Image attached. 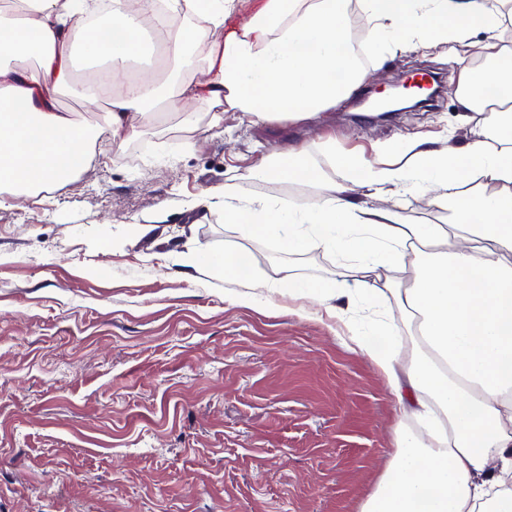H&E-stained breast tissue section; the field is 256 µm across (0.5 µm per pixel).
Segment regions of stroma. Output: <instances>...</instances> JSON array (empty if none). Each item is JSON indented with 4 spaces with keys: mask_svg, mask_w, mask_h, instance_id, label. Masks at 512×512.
<instances>
[{
    "mask_svg": "<svg viewBox=\"0 0 512 512\" xmlns=\"http://www.w3.org/2000/svg\"><path fill=\"white\" fill-rule=\"evenodd\" d=\"M450 55L444 42L392 48L355 96L314 120L228 112L212 129L200 102L189 133L157 106L121 150L41 202L0 208V512H360L397 422L416 420L325 311L278 292L237 303L239 282L181 255L228 247L262 277L289 266L339 279L338 256L288 252L225 222L219 190L232 180L246 196L306 197L257 175L288 146L328 184L345 180L334 151L371 158L399 137L464 148L475 120L457 110ZM407 70L442 76L441 97L374 119L372 87ZM351 197L414 224L454 220L439 193Z\"/></svg>",
    "mask_w": 512,
    "mask_h": 512,
    "instance_id": "35a3bbf8",
    "label": "stroma"
}]
</instances>
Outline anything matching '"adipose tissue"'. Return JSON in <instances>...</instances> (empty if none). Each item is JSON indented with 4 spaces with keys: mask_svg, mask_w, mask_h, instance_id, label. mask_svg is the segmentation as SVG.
Masks as SVG:
<instances>
[{
    "mask_svg": "<svg viewBox=\"0 0 512 512\" xmlns=\"http://www.w3.org/2000/svg\"><path fill=\"white\" fill-rule=\"evenodd\" d=\"M20 12L0 11V206L7 196H37L67 183L97 155L118 150L138 122L161 103L193 126L197 102L253 122L307 120L350 98L368 76L353 52L350 0H253L246 21L234 22L240 0H172L166 32L174 67L166 79L153 70L129 73L143 55L146 23L158 0H24ZM371 22L370 54L380 61L392 45L478 44L486 63L456 58L459 111L481 115L461 150L431 151L411 140L380 146L379 161L343 153L337 165L350 185L374 195L445 191L458 221L408 224L398 211L359 205L350 185H324L322 170L300 149L275 153L260 172L286 183L320 186L295 206L269 198L243 200L225 183L224 220L280 248L317 246L345 262V280L331 283L280 270L275 281L255 279L248 253L199 247L186 263L216 268L243 281L240 303L267 293L326 307L396 394H409L419 430L396 428V448L361 512H512V8L487 0H357ZM193 20L191 29L180 18ZM194 42L207 65L183 74L181 47ZM33 52L36 66L12 60ZM105 66V80L79 88L111 109L101 127L79 123L58 106L69 88L75 56ZM414 261L413 285L402 305L417 323L416 347L400 363L390 325H358L351 312L374 310L392 291L380 272Z\"/></svg>",
    "mask_w": 512,
    "mask_h": 512,
    "instance_id": "ef3b65f1",
    "label": "adipose tissue"
}]
</instances>
